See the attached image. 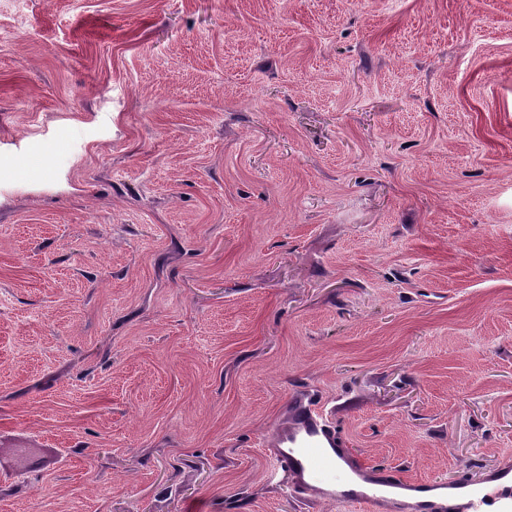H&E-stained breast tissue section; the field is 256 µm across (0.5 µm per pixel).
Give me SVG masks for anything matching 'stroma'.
<instances>
[{"label":"stroma","mask_w":512,"mask_h":512,"mask_svg":"<svg viewBox=\"0 0 512 512\" xmlns=\"http://www.w3.org/2000/svg\"><path fill=\"white\" fill-rule=\"evenodd\" d=\"M301 390L512 457V0H0V512H356Z\"/></svg>","instance_id":"1"}]
</instances>
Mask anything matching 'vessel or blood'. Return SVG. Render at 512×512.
Instances as JSON below:
<instances>
[{
  "label": "vessel or blood",
  "mask_w": 512,
  "mask_h": 512,
  "mask_svg": "<svg viewBox=\"0 0 512 512\" xmlns=\"http://www.w3.org/2000/svg\"><path fill=\"white\" fill-rule=\"evenodd\" d=\"M289 409L290 422L274 428L266 445L297 494L358 505L365 512H454L457 499L464 512H512L511 458L488 476L486 491L464 476L449 483L402 478L357 464L329 412L312 400L293 397Z\"/></svg>",
  "instance_id": "1"
}]
</instances>
